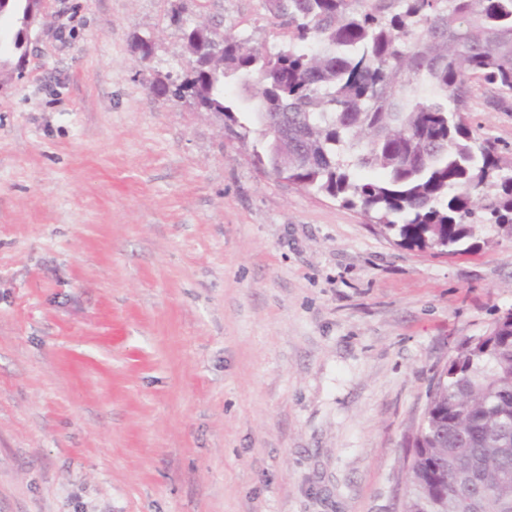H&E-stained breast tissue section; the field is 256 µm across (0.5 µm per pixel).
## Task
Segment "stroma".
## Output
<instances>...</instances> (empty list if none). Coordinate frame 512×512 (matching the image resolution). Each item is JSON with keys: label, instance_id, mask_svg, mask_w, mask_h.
Returning a JSON list of instances; mask_svg holds the SVG:
<instances>
[{"label": "stroma", "instance_id": "35a3bbf8", "mask_svg": "<svg viewBox=\"0 0 512 512\" xmlns=\"http://www.w3.org/2000/svg\"><path fill=\"white\" fill-rule=\"evenodd\" d=\"M201 19L286 40L264 0H46L0 81V512H400L435 373L512 309L495 225L401 244L155 96ZM468 109L511 155L512 93Z\"/></svg>", "mask_w": 512, "mask_h": 512}]
</instances>
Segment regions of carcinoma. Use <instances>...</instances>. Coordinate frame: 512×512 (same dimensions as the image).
Listing matches in <instances>:
<instances>
[{
  "label": "carcinoma",
  "instance_id": "cac0c4a2",
  "mask_svg": "<svg viewBox=\"0 0 512 512\" xmlns=\"http://www.w3.org/2000/svg\"><path fill=\"white\" fill-rule=\"evenodd\" d=\"M288 43L262 53L196 21L184 80L190 97L251 133L226 101L236 80L253 114L288 117V141L254 154L288 180L360 208L402 243L457 254L475 224L512 236V161L468 121L469 82L512 92V0H266ZM361 169L383 177L364 180ZM512 312L460 340L434 378L411 440L401 512H502L512 503ZM480 470L472 510L457 477Z\"/></svg>",
  "mask_w": 512,
  "mask_h": 512
}]
</instances>
